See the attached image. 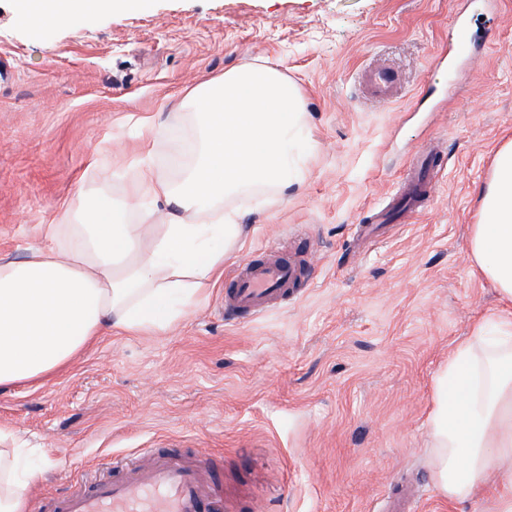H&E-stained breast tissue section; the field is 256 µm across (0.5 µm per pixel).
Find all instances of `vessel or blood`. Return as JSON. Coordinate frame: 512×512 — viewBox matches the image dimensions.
Listing matches in <instances>:
<instances>
[{
  "instance_id": "obj_1",
  "label": "vessel or blood",
  "mask_w": 512,
  "mask_h": 512,
  "mask_svg": "<svg viewBox=\"0 0 512 512\" xmlns=\"http://www.w3.org/2000/svg\"><path fill=\"white\" fill-rule=\"evenodd\" d=\"M440 149H419L410 165L402 205L406 211L425 209L438 180ZM297 263L281 258L248 260L243 273L224 290V306L252 317L300 284ZM51 512H242L244 500L219 489L211 467L161 451L141 450L138 461L113 462L111 468L82 477L77 488L50 503Z\"/></svg>"
}]
</instances>
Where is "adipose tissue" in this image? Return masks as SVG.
Here are the masks:
<instances>
[{
    "instance_id": "1",
    "label": "adipose tissue",
    "mask_w": 512,
    "mask_h": 512,
    "mask_svg": "<svg viewBox=\"0 0 512 512\" xmlns=\"http://www.w3.org/2000/svg\"><path fill=\"white\" fill-rule=\"evenodd\" d=\"M150 2L19 0L17 8L31 25L61 27ZM187 98L195 160L174 180L141 177L132 193L138 221L110 198L88 196L86 223L42 225L44 246L21 261L0 257V386L44 382L112 332L168 330L196 306L243 234L226 198L299 181L293 149L306 127L305 100L279 69H232ZM468 250L504 308L479 320L433 379L432 478L449 501L487 492L495 512H512V139L479 189ZM7 438L0 431V512H29L34 473L12 463Z\"/></svg>"
}]
</instances>
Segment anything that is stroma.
Returning a JSON list of instances; mask_svg holds the SVG:
<instances>
[{
    "label": "stroma",
    "mask_w": 512,
    "mask_h": 512,
    "mask_svg": "<svg viewBox=\"0 0 512 512\" xmlns=\"http://www.w3.org/2000/svg\"><path fill=\"white\" fill-rule=\"evenodd\" d=\"M0 256L25 259L85 195L129 200L144 170L172 178L192 129L174 104L235 67L269 62L301 89L302 178L226 199L245 234L224 260L308 256L288 299L257 317L224 287L164 333L112 334L41 386L0 387V427L35 469L30 512L88 466L164 448L209 459L264 512H491L431 478L434 375L500 299L467 251L477 190L512 138V0H152L35 30L0 0ZM396 76L383 101L362 82ZM444 158L427 209H391L412 155Z\"/></svg>",
    "instance_id": "stroma-1"
}]
</instances>
